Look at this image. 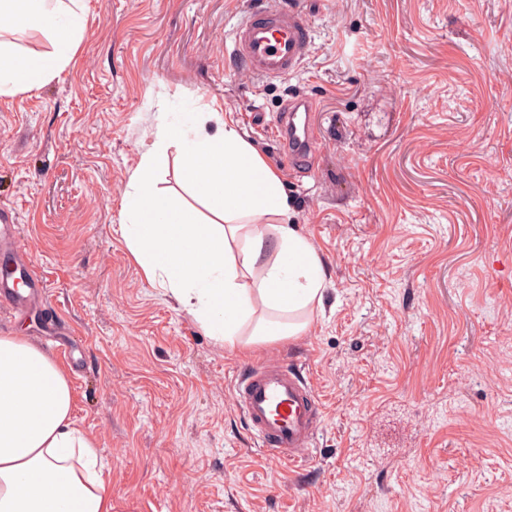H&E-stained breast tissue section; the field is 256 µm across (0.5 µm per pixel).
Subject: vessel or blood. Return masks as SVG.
<instances>
[{
  "mask_svg": "<svg viewBox=\"0 0 512 512\" xmlns=\"http://www.w3.org/2000/svg\"><path fill=\"white\" fill-rule=\"evenodd\" d=\"M310 48V30L301 12L282 0H261L234 32V56L262 79L293 74ZM314 110L308 97L289 100L284 107L277 132L289 165L309 161L318 149ZM44 300V289L23 295L0 285L1 308L21 313ZM234 400L264 455L289 463L309 459L323 415L310 382L280 360L257 361L237 375Z\"/></svg>",
  "mask_w": 512,
  "mask_h": 512,
  "instance_id": "1",
  "label": "vessel or blood"
}]
</instances>
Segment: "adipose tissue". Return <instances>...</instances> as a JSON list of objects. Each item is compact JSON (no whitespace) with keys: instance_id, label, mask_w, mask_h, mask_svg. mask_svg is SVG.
Returning a JSON list of instances; mask_svg holds the SVG:
<instances>
[{"instance_id":"adipose-tissue-1","label":"adipose tissue","mask_w":512,"mask_h":512,"mask_svg":"<svg viewBox=\"0 0 512 512\" xmlns=\"http://www.w3.org/2000/svg\"><path fill=\"white\" fill-rule=\"evenodd\" d=\"M39 32L36 51L20 35ZM86 33L85 0H0V98L41 90L70 65ZM193 202L161 190L168 148ZM209 215L201 217L197 209ZM129 249L208 336L236 347L299 334L296 314L321 303L326 272L292 226L293 209L275 168L221 112L163 117L122 196ZM279 250L260 264L268 233ZM293 314L254 319L255 303ZM65 366L24 336H0V512H112L98 443L74 415Z\"/></svg>"}]
</instances>
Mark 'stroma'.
I'll use <instances>...</instances> for the list:
<instances>
[{"instance_id":"stroma-1","label":"stroma","mask_w":512,"mask_h":512,"mask_svg":"<svg viewBox=\"0 0 512 512\" xmlns=\"http://www.w3.org/2000/svg\"><path fill=\"white\" fill-rule=\"evenodd\" d=\"M312 50L239 67L249 0H86L72 66L0 99V209L48 299L0 336H67L75 416L113 512H512V0H294ZM304 95L302 169L276 114ZM216 108L278 171L328 271L307 328L230 348L125 239L121 198L161 113ZM264 358L326 408L313 457L262 456L233 400ZM315 103L308 97L288 101L277 128L280 144L288 164L294 166L310 161L318 149L317 127L312 120Z\"/></svg>"}]
</instances>
